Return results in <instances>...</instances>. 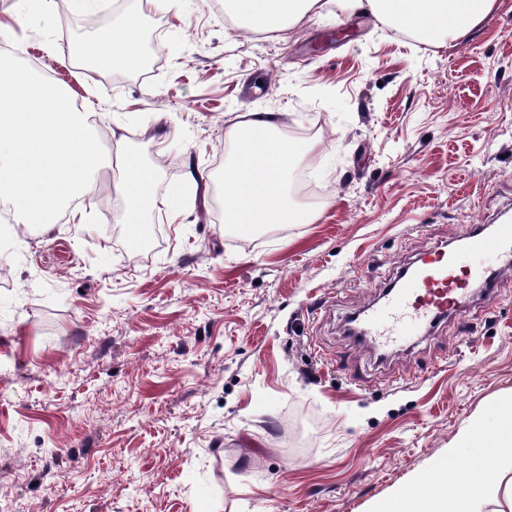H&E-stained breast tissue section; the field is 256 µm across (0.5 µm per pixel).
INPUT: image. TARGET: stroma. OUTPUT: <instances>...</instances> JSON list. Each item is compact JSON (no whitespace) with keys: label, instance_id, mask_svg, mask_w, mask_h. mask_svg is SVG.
I'll return each mask as SVG.
<instances>
[{"label":"stroma","instance_id":"stroma-1","mask_svg":"<svg viewBox=\"0 0 512 512\" xmlns=\"http://www.w3.org/2000/svg\"><path fill=\"white\" fill-rule=\"evenodd\" d=\"M44 0L0 38L66 78L158 163L133 238L120 194L84 224L0 223V508L6 512H370L444 459L512 392V264L495 309L474 297L380 356L347 332L423 253L512 221V0L445 45L332 9L292 35L228 22L222 0L180 13L123 0L63 24ZM139 20L147 70L82 81L48 53ZM280 113L313 148L310 224L239 235L218 177L226 133Z\"/></svg>","mask_w":512,"mask_h":512}]
</instances>
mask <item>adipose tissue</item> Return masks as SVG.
Returning <instances> with one entry per match:
<instances>
[{"instance_id":"adipose-tissue-1","label":"adipose tissue","mask_w":512,"mask_h":512,"mask_svg":"<svg viewBox=\"0 0 512 512\" xmlns=\"http://www.w3.org/2000/svg\"><path fill=\"white\" fill-rule=\"evenodd\" d=\"M349 14H369L384 26L412 32L432 43L466 34L494 11L497 0H226L255 31L292 30L328 2ZM113 52L82 62L79 77L112 66L116 56L133 57L138 22L128 18L109 38ZM95 114L31 66L0 54V202L11 206L20 223H48L73 200L94 206L101 193L87 177L99 149L91 135ZM277 118L255 112L227 136L235 142L231 163L222 173L224 221L228 224H303L308 213L290 209L282 174L306 147L275 134ZM122 178L114 189L126 201L132 223H139L152 198L153 167L113 145ZM495 425L474 417L448 446V458L434 462L413 480L414 494L393 490L372 512H512V394L500 398ZM469 450L470 468L456 472L450 460Z\"/></svg>"}]
</instances>
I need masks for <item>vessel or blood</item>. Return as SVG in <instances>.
I'll use <instances>...</instances> for the list:
<instances>
[{
  "mask_svg": "<svg viewBox=\"0 0 512 512\" xmlns=\"http://www.w3.org/2000/svg\"><path fill=\"white\" fill-rule=\"evenodd\" d=\"M512 255V223L475 227L459 247L424 253L413 270L402 273L378 302L360 311L359 338L381 349L420 336L422 330L459 312L472 297L473 284H482L494 300L495 260Z\"/></svg>",
  "mask_w": 512,
  "mask_h": 512,
  "instance_id": "b4317fda",
  "label": "vessel or blood"
}]
</instances>
